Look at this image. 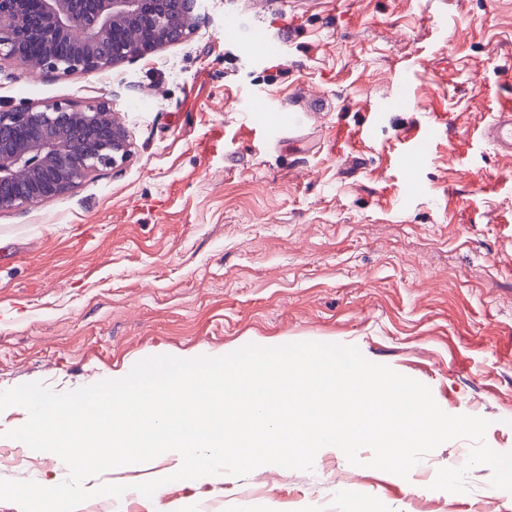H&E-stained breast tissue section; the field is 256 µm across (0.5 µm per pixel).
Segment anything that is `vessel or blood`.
<instances>
[{
  "mask_svg": "<svg viewBox=\"0 0 512 512\" xmlns=\"http://www.w3.org/2000/svg\"><path fill=\"white\" fill-rule=\"evenodd\" d=\"M329 109L330 101L323 95L300 93L289 99L287 107L284 108L259 99L250 110V124L272 130L276 142L285 141L293 147L300 141L298 132L305 119ZM484 135L495 150L512 154V108H502L485 128Z\"/></svg>",
  "mask_w": 512,
  "mask_h": 512,
  "instance_id": "obj_1",
  "label": "vessel or blood"
}]
</instances>
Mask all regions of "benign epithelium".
Masks as SVG:
<instances>
[{
	"label": "benign epithelium",
	"instance_id": "obj_1",
	"mask_svg": "<svg viewBox=\"0 0 512 512\" xmlns=\"http://www.w3.org/2000/svg\"><path fill=\"white\" fill-rule=\"evenodd\" d=\"M196 0H0V62L68 76L110 71L199 27ZM105 102L0 109V213L44 204L127 159Z\"/></svg>",
	"mask_w": 512,
	"mask_h": 512
}]
</instances>
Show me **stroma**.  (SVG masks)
<instances>
[{
	"instance_id": "1",
	"label": "stroma",
	"mask_w": 512,
	"mask_h": 512,
	"mask_svg": "<svg viewBox=\"0 0 512 512\" xmlns=\"http://www.w3.org/2000/svg\"><path fill=\"white\" fill-rule=\"evenodd\" d=\"M189 39L105 73L0 65V109L107 102L127 161L26 210L0 213V390L64 393L155 355L245 345L358 347L427 385L452 415L489 420L512 452V157L482 131L512 105V0H197ZM280 55L224 41V18ZM325 95L333 109L282 148L246 116L255 98ZM224 138L204 149L210 129ZM432 141L418 166L415 136ZM471 441L426 454L408 478L326 451L312 470L259 467L163 485L94 512H512L492 470L467 492L432 489ZM172 460L87 478L133 484Z\"/></svg>"
}]
</instances>
